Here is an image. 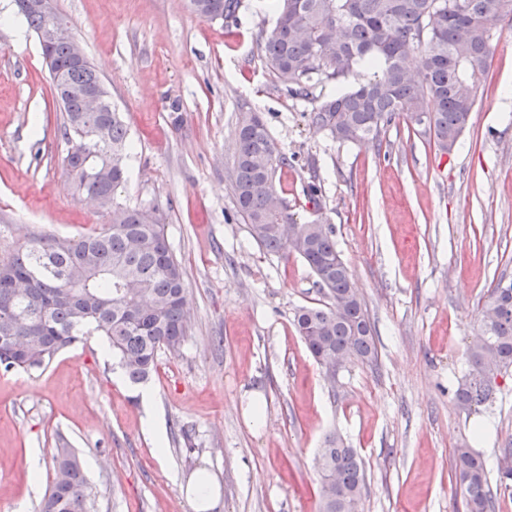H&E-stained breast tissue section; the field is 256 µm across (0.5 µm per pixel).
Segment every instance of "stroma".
Segmentation results:
<instances>
[{
	"mask_svg": "<svg viewBox=\"0 0 512 512\" xmlns=\"http://www.w3.org/2000/svg\"><path fill=\"white\" fill-rule=\"evenodd\" d=\"M56 5L126 121L133 149L115 200L161 211L185 272L189 336L160 352L146 386L162 457L143 430L146 388L125 383L101 337L39 369L0 370V512H38L62 446L80 457L89 512H194L186 487L200 474L219 490L213 512H318L316 452L332 433L365 461L361 512H463L459 448L485 460L498 512H512L497 468L512 448V372L483 405L453 397L490 290L512 280V15L446 155L401 115L378 144L317 131L312 102L283 91L256 43L275 23L272 0H240L216 22L189 0ZM249 109L290 160L276 173L289 212L335 229L375 366L349 363L328 379L294 330L295 312L325 297L299 258L263 251L236 211L229 174ZM62 120L36 37L0 0V255L34 232L72 238L110 222L64 170ZM314 176L325 187L316 204L304 193Z\"/></svg>",
	"mask_w": 512,
	"mask_h": 512,
	"instance_id": "35a3bbf8",
	"label": "stroma"
}]
</instances>
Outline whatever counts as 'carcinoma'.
<instances>
[{
    "mask_svg": "<svg viewBox=\"0 0 512 512\" xmlns=\"http://www.w3.org/2000/svg\"><path fill=\"white\" fill-rule=\"evenodd\" d=\"M35 34L48 19L14 0ZM274 26L258 43L272 73L294 99L318 100L312 126L336 143L381 142L402 114L412 124L427 115L437 147L452 153L469 125L485 78L500 17L512 15V0H274ZM200 18L230 20L239 0H192ZM422 51V67L409 65ZM47 51L63 69V136L70 150L63 165L84 197L114 192L126 181L124 159L131 147L117 112H85L80 92L101 77L94 67L71 64L72 44L50 41ZM364 67L372 77L356 86L341 82ZM335 82L334 97L316 91ZM103 128L99 171L91 174L82 152L87 128ZM288 158L277 152L256 112L244 111L232 170L239 216L266 253L301 258L329 302L302 307L293 326L321 367L338 354L373 365L378 351L367 309L336 246L334 230L315 221L297 224L275 185ZM70 270L84 271L79 286ZM184 272L174 257L158 208L112 203V224L79 238L35 234L0 258V367H41L63 348L97 334L119 360L132 384L146 381L161 351L176 353L188 337ZM469 372L454 399L463 408L487 401L497 378L512 368V282H498L485 302L478 334L466 350ZM54 478L39 512H86L87 483L70 448L53 456ZM453 467L463 488L464 512H496L488 471L468 448L456 450ZM500 486L512 490V448L499 459ZM319 512H357L365 487L362 458L336 435L318 452Z\"/></svg>",
    "mask_w": 512,
    "mask_h": 512,
    "instance_id": "1",
    "label": "carcinoma"
}]
</instances>
